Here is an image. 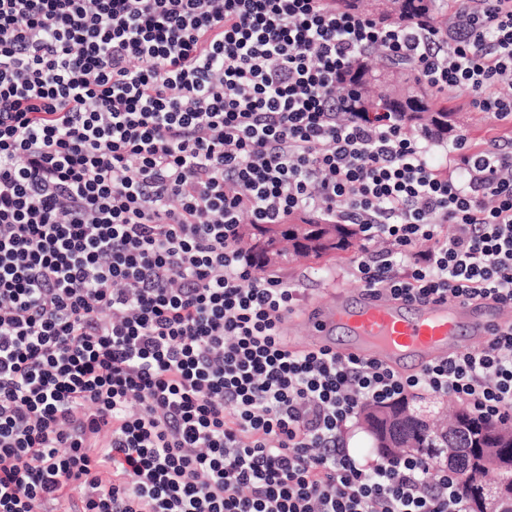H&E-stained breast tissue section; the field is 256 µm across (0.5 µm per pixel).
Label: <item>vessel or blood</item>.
Returning a JSON list of instances; mask_svg holds the SVG:
<instances>
[{
	"label": "vessel or blood",
	"instance_id": "obj_1",
	"mask_svg": "<svg viewBox=\"0 0 512 512\" xmlns=\"http://www.w3.org/2000/svg\"><path fill=\"white\" fill-rule=\"evenodd\" d=\"M309 346L335 349L334 334L343 330L353 337L351 355L399 368L405 358L419 366L486 344L493 328L503 326L500 314L484 315L474 306L454 300L410 304L364 290L351 300L336 301L311 309L303 319Z\"/></svg>",
	"mask_w": 512,
	"mask_h": 512
}]
</instances>
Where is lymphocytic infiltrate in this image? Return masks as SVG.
<instances>
[{
  "label": "lymphocytic infiltrate",
  "instance_id": "lymphocytic-infiltrate-1",
  "mask_svg": "<svg viewBox=\"0 0 512 512\" xmlns=\"http://www.w3.org/2000/svg\"><path fill=\"white\" fill-rule=\"evenodd\" d=\"M410 27L330 0H0V512H468L453 470L371 463L361 403L450 395L512 422V326L403 376L289 348L302 291L244 217L355 224L375 294L512 306V152L430 160L347 113L364 52L512 127V0ZM384 238L382 254L369 244Z\"/></svg>",
  "mask_w": 512,
  "mask_h": 512
}]
</instances>
